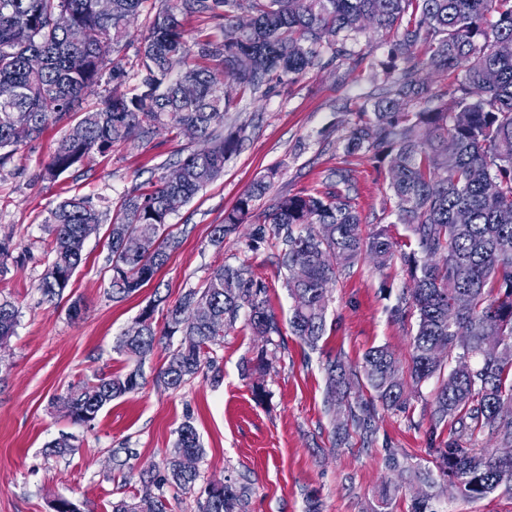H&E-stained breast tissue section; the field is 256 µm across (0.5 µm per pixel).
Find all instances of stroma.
<instances>
[{
  "label": "stroma",
  "instance_id": "1",
  "mask_svg": "<svg viewBox=\"0 0 512 512\" xmlns=\"http://www.w3.org/2000/svg\"><path fill=\"white\" fill-rule=\"evenodd\" d=\"M349 50L365 55L359 66L322 52L297 81L245 97L225 127L245 125L244 140L224 164L223 174L169 219L177 241L165 265L135 295L113 300L109 289L108 232L99 228L84 243V262L62 298L49 301L38 284L51 260L49 211L70 196L106 209L163 167L200 149L184 132L160 130L142 142L120 143L84 159L75 170L50 182L42 177L63 129L53 126L21 141L0 166V238H11L13 257L0 271V300L14 302L19 322L0 346V512H52L65 497L81 512H111L113 501L142 494L143 471L161 466L185 420H192L204 455L191 492L170 491L171 512H200L209 483L231 482L242 493L239 512H369L382 488L390 490V512H412L423 492L386 469L387 449L405 454L409 464L431 465L448 434L430 435V410L440 384L431 378L408 387L406 411L376 408V433L364 440L351 432L336 445L332 413L325 402L324 366L342 359L359 368L373 347H389L401 360L410 355L409 323L390 309L412 282L401 260L377 268L369 257L340 272L330 284L326 333L310 349L291 333L276 337L277 358L266 374L254 372L263 337L241 309L234 329L213 346L214 368L179 390L165 388L157 375L167 352L158 349L144 363L143 385L112 401L88 426L73 424L54 399L68 387L95 378L126 374L135 363L117 342L134 326L141 310L157 302L156 321L189 289L202 288L213 269L247 263L251 276L269 286L271 304L287 320L292 300L276 275L277 248L244 252L251 225H239L223 244L212 229L238 197L264 176L273 181L256 212L268 211L281 196L324 190L331 174L349 171L353 203L364 222L362 234L390 226L405 238L388 203L385 162L372 154L347 153L346 139L356 109L380 83L373 63L386 60V35L366 30ZM79 301L81 314L69 306ZM262 385L264 402L253 398ZM68 436L74 452L47 456L48 442ZM433 512H512V494L482 499L438 496Z\"/></svg>",
  "mask_w": 512,
  "mask_h": 512
}]
</instances>
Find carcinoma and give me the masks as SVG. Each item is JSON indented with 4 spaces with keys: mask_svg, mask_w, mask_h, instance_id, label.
Masks as SVG:
<instances>
[{
    "mask_svg": "<svg viewBox=\"0 0 512 512\" xmlns=\"http://www.w3.org/2000/svg\"><path fill=\"white\" fill-rule=\"evenodd\" d=\"M106 13L99 0H0V166L15 153L20 139L61 124L45 174L55 179L91 153H105L120 142L148 138L162 128L190 127L205 144L165 168L156 180L124 195L112 218L83 197L72 196L50 210L51 261L38 288L49 301L62 297L83 261L88 236L110 221L107 262L112 297L134 294L166 263L179 241L167 233L177 198L186 205L224 171V162L244 138L245 126L223 132L224 116L238 111L241 96L254 94L273 79L293 81L315 66L322 49L344 57V45L369 22L375 32L396 31L389 61L383 64L386 91L354 112L346 143L351 154L368 152L387 161L396 223L409 231L404 243L387 226L369 237L360 234L362 218L349 194L350 175L336 172V182L318 193L281 197L269 212L254 213V202L268 184L255 182L215 226L214 242L240 224L253 229L245 249L256 251L270 241L281 243L277 271L294 305L288 330L308 347L326 332L328 285L337 274L368 255L380 268L400 252L412 287L398 298L391 316L413 321L409 376L418 385L441 378L431 404L434 431L454 438L439 449L430 469L406 466L395 450L385 466L407 472L438 493L479 499L498 489L512 493V459L479 447L488 433L512 444V415L498 406L512 401V0H159L142 38L136 84L114 92L101 106L69 123L89 88L103 81L120 86L129 74L108 56L129 38V25L147 0H111ZM71 16L68 29L56 26L60 13ZM497 20L485 25V17ZM224 21L238 32L227 43L208 34L193 41L182 21ZM194 54L198 63L186 66ZM430 68L464 77L441 93L417 78ZM128 235L142 239V251L127 256ZM248 308V324L258 336L282 335L269 286L248 275L242 264L215 269L204 287L190 289L166 311L158 325L155 307L143 310L148 321L136 336H124L118 350L136 362L125 375L99 377L72 386L56 397L67 405L75 424L93 422L113 400L141 386V364L164 340L194 336L169 351L160 382L177 390L214 361L212 346L235 326ZM19 317L11 301H0V343L13 336ZM325 399L343 415L335 426L337 442L354 427L365 438L374 433L371 407L406 408V382L400 361L386 347L368 350L357 373L339 359L325 367ZM363 384L369 400L356 405L351 390ZM73 445L62 436L47 454L65 457ZM202 457L200 435L189 420L182 423L164 475L142 473L155 487L151 498L133 497L112 504V512H170L169 490L194 489L198 473L180 468L182 454ZM241 495L224 484L206 493L202 512H236Z\"/></svg>",
    "mask_w": 512,
    "mask_h": 512,
    "instance_id": "carcinoma-1",
    "label": "carcinoma"
}]
</instances>
